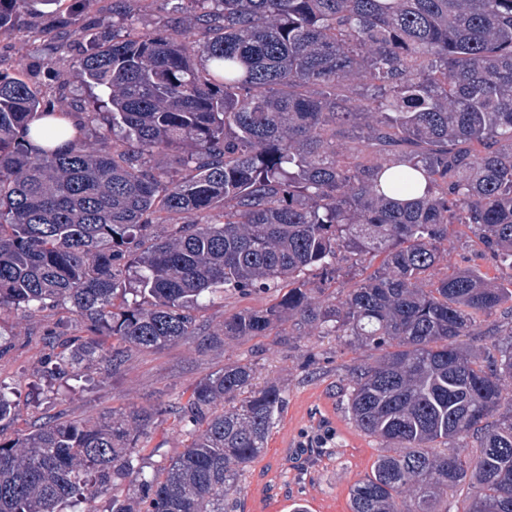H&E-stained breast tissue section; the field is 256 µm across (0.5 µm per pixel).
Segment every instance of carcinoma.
<instances>
[{
  "instance_id": "1",
  "label": "carcinoma",
  "mask_w": 512,
  "mask_h": 512,
  "mask_svg": "<svg viewBox=\"0 0 512 512\" xmlns=\"http://www.w3.org/2000/svg\"><path fill=\"white\" fill-rule=\"evenodd\" d=\"M0 0V35L48 15L81 32L86 0ZM168 29L122 6L77 59L99 147L64 134L25 70L0 72V311L67 304L44 333L49 376L193 339L198 350L292 322L358 347L339 382L355 427L386 448L351 512H512V346L481 326L512 303V0H179ZM185 168L177 179L155 159ZM203 213L205 224L173 217ZM490 260L442 273L449 228ZM348 285L324 298L339 264ZM217 292L270 295L208 328ZM135 299L129 301L126 294ZM484 338L477 353L464 339ZM112 346L105 348L106 339ZM252 364L186 404L104 421L49 416L0 441V512H234L285 389ZM0 384V423L15 418ZM171 415L188 444L148 475L139 444ZM474 446H469V443Z\"/></svg>"
}]
</instances>
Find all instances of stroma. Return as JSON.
Here are the masks:
<instances>
[{"label":"stroma","mask_w":512,"mask_h":512,"mask_svg":"<svg viewBox=\"0 0 512 512\" xmlns=\"http://www.w3.org/2000/svg\"><path fill=\"white\" fill-rule=\"evenodd\" d=\"M111 14L112 0H89L78 36L54 28L46 17L31 18L9 38H0V72L35 65L45 47L55 46L57 74H40L41 88L57 111H75L78 101L88 95L74 68L80 45L96 33L97 20ZM268 302L263 293L244 298L214 296L203 299L196 316L216 330L225 316L245 308L259 309ZM72 319L64 305L31 317L14 311L0 313V335L13 343L11 352L0 358V383L13 389L19 403L17 419L0 429V438H14L47 416L76 421L183 403L197 383L224 365L248 362L254 368L255 386L280 381L286 401L267 449L248 467L240 484L237 512H290L295 502L314 505L318 512H349L351 485L369 472L382 448L379 440L349 423L336 390L347 370L363 362L362 349L332 336L309 335L304 329L287 337L277 328L267 336L225 341L204 353L191 339L138 352L120 373L103 367L92 370L88 384L69 376L47 377L43 334L59 321ZM186 444L187 437L173 418L156 419L141 441L140 463L146 470L156 469Z\"/></svg>","instance_id":"obj_1"}]
</instances>
